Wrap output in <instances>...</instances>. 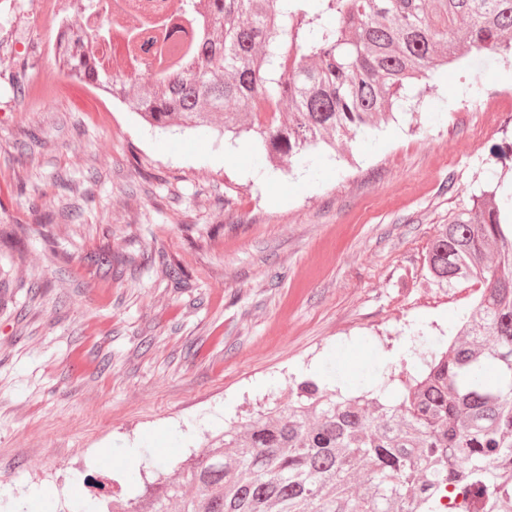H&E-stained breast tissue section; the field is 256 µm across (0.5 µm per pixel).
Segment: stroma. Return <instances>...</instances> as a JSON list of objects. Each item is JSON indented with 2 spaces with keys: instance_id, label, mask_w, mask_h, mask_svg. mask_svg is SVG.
<instances>
[{
  "instance_id": "35a3bbf8",
  "label": "stroma",
  "mask_w": 512,
  "mask_h": 512,
  "mask_svg": "<svg viewBox=\"0 0 512 512\" xmlns=\"http://www.w3.org/2000/svg\"><path fill=\"white\" fill-rule=\"evenodd\" d=\"M0 17V501L136 497L315 374L398 394L480 296L426 255L512 143V64L439 67L373 134L285 174L247 138L158 133ZM270 175L260 184L251 171ZM151 253L152 264L142 256ZM184 275L173 280L166 264ZM137 452L139 468L129 465Z\"/></svg>"
}]
</instances>
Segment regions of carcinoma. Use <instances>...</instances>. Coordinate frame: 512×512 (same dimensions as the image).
<instances>
[{"mask_svg": "<svg viewBox=\"0 0 512 512\" xmlns=\"http://www.w3.org/2000/svg\"><path fill=\"white\" fill-rule=\"evenodd\" d=\"M211 14L195 66L118 76L76 27L58 61L117 93L150 126L224 131L308 165L321 145L375 127L409 100V80L472 50L512 58V0H204ZM146 73L153 85L134 90ZM232 102L236 111H224ZM249 119H241V114ZM497 190L451 214L427 254L430 274L484 285L440 357L399 399L347 398L313 379L296 399L224 431L178 479L142 500L94 499L70 512H512V232ZM365 469L359 491L349 492Z\"/></svg>", "mask_w": 512, "mask_h": 512, "instance_id": "obj_1", "label": "carcinoma"}]
</instances>
